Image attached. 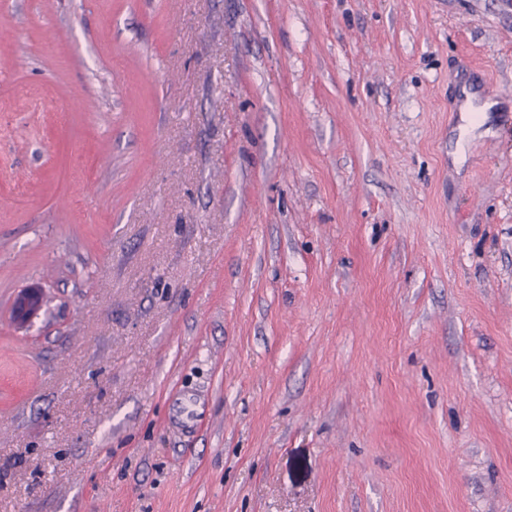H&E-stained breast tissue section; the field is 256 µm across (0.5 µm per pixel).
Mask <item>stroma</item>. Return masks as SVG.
<instances>
[{
    "label": "stroma",
    "instance_id": "stroma-1",
    "mask_svg": "<svg viewBox=\"0 0 512 512\" xmlns=\"http://www.w3.org/2000/svg\"><path fill=\"white\" fill-rule=\"evenodd\" d=\"M0 512H512V0H0ZM463 99L459 106L461 124L458 125V143L457 150L453 152L454 162L460 164L465 161L466 151L469 144L477 138L488 135L492 132L488 126L484 130L481 129L487 124L490 117L489 112L495 106V102L482 100L477 91L463 87ZM475 114H479L477 118ZM43 304V289L31 286L20 291L14 300L12 313L14 320L25 325L37 315Z\"/></svg>",
    "mask_w": 512,
    "mask_h": 512
}]
</instances>
